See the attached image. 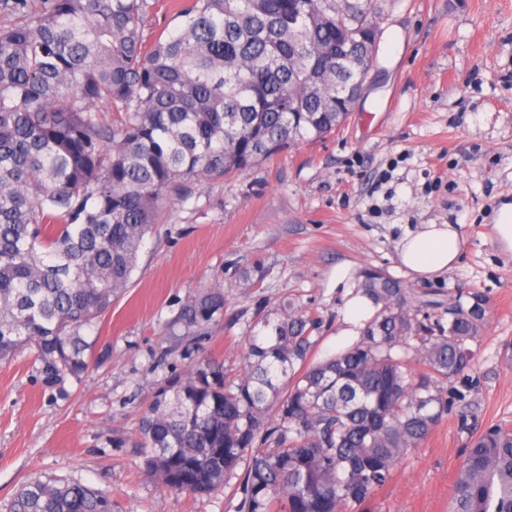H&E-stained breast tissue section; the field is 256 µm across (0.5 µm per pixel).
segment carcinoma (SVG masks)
<instances>
[{"instance_id": "obj_1", "label": "carcinoma", "mask_w": 512, "mask_h": 512, "mask_svg": "<svg viewBox=\"0 0 512 512\" xmlns=\"http://www.w3.org/2000/svg\"><path fill=\"white\" fill-rule=\"evenodd\" d=\"M0 0V363L34 352L45 384L81 380L85 336L131 281L162 206L201 178L242 173L346 121L380 43L378 0ZM115 114L109 119L100 107ZM374 312L317 361L322 319L288 299L258 310L242 363L201 352L155 381L135 438L142 470L176 494L218 490L236 512H369L448 415L488 301L421 315L404 283L366 268ZM224 292L179 307L178 342L224 319ZM8 512H113L79 478L24 482ZM450 512H512V427L472 434Z\"/></svg>"}]
</instances>
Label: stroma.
I'll list each match as a JSON object with an SVG mask.
<instances>
[{
  "instance_id": "obj_1",
  "label": "stroma",
  "mask_w": 512,
  "mask_h": 512,
  "mask_svg": "<svg viewBox=\"0 0 512 512\" xmlns=\"http://www.w3.org/2000/svg\"><path fill=\"white\" fill-rule=\"evenodd\" d=\"M378 68L341 130L304 142L241 174L205 179L163 210L131 284L102 318L81 380L44 386L26 352L0 364V512L35 476L78 477L112 492L114 512H234L224 493L177 496L144 476L130 434L170 367L197 349L172 348L166 324L194 291H224V320L202 341L235 359L256 310L288 297L323 318L319 357L353 344L338 333L344 287L336 266L402 280L448 304L483 292L487 322L474 343L475 389L371 501V512H448L468 433L512 427V256L493 233L512 201V0H384ZM419 224L456 225L465 241L454 269L421 280L396 244Z\"/></svg>"
}]
</instances>
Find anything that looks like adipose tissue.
<instances>
[{"instance_id": "ef3b65f1", "label": "adipose tissue", "mask_w": 512, "mask_h": 512, "mask_svg": "<svg viewBox=\"0 0 512 512\" xmlns=\"http://www.w3.org/2000/svg\"><path fill=\"white\" fill-rule=\"evenodd\" d=\"M464 251L455 225L421 224L406 230L397 243L401 265L417 277L429 279L454 268Z\"/></svg>"}]
</instances>
